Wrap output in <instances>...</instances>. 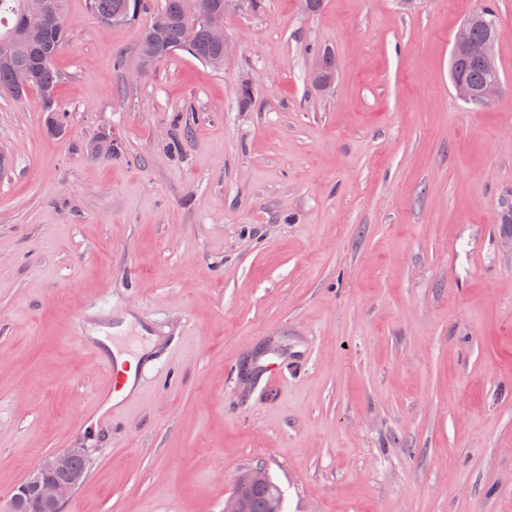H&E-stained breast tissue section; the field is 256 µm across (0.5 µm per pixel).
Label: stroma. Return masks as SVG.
Segmentation results:
<instances>
[{
	"label": "stroma",
	"instance_id": "35a3bbf8",
	"mask_svg": "<svg viewBox=\"0 0 512 512\" xmlns=\"http://www.w3.org/2000/svg\"><path fill=\"white\" fill-rule=\"evenodd\" d=\"M485 6L503 86L473 105L450 54ZM66 21L64 132L0 92V502L79 446L63 512H224L256 467L283 512H512V0H261L220 69ZM79 311L151 349L107 428Z\"/></svg>",
	"mask_w": 512,
	"mask_h": 512
}]
</instances>
